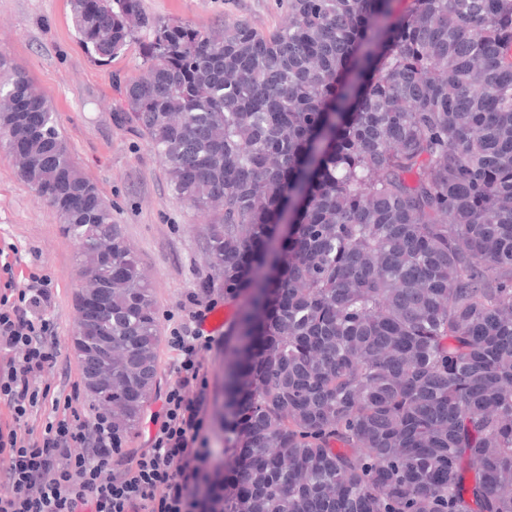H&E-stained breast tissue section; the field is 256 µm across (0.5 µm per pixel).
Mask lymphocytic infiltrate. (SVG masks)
Returning <instances> with one entry per match:
<instances>
[{"label": "lymphocytic infiltrate", "mask_w": 512, "mask_h": 512, "mask_svg": "<svg viewBox=\"0 0 512 512\" xmlns=\"http://www.w3.org/2000/svg\"><path fill=\"white\" fill-rule=\"evenodd\" d=\"M0 271L8 275L0 285V400L13 419L0 428V460L7 463L0 470V512H195L211 456L202 354L213 337L190 322L171 336L176 365L147 447H127L111 415L87 413L76 388L38 432L28 420L48 398L40 381L55 362L48 342L56 332L43 311L53 293L38 274L20 289L11 263Z\"/></svg>", "instance_id": "f902f5d3"}]
</instances>
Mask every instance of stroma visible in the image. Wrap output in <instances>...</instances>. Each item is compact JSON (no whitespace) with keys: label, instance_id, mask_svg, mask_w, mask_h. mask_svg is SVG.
Instances as JSON below:
<instances>
[{"label":"stroma","instance_id":"obj_1","mask_svg":"<svg viewBox=\"0 0 512 512\" xmlns=\"http://www.w3.org/2000/svg\"><path fill=\"white\" fill-rule=\"evenodd\" d=\"M143 5L150 16L202 31L245 22L267 33L289 22L286 0H143ZM0 51L49 98L75 160L111 205L113 220L154 296L156 381L146 417L129 440L130 447H140L172 376L173 354L167 346L172 329L187 321L195 302L224 301V281L215 277L204 248L211 215L176 197L159 154L135 124L120 117L126 88L141 73L138 42L100 63L79 40L69 0H0ZM8 243L17 247L23 270L44 276L55 294L48 314L57 327L50 342L56 364L41 385L53 398L70 393L73 383L82 380L72 338L85 266L55 210L20 179L14 158L0 146V248ZM204 359L209 365L205 435L209 447L218 448L222 441L214 414L221 401L224 353L211 350Z\"/></svg>","mask_w":512,"mask_h":512}]
</instances>
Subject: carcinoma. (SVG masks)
<instances>
[{
    "instance_id": "carcinoma-1",
    "label": "carcinoma",
    "mask_w": 512,
    "mask_h": 512,
    "mask_svg": "<svg viewBox=\"0 0 512 512\" xmlns=\"http://www.w3.org/2000/svg\"><path fill=\"white\" fill-rule=\"evenodd\" d=\"M288 0L202 31L72 0L87 52L141 42L124 118L214 218L223 512H512V0ZM22 105L42 112L28 133ZM95 261L112 243V426L156 379L155 302L47 96L0 53V143Z\"/></svg>"
}]
</instances>
